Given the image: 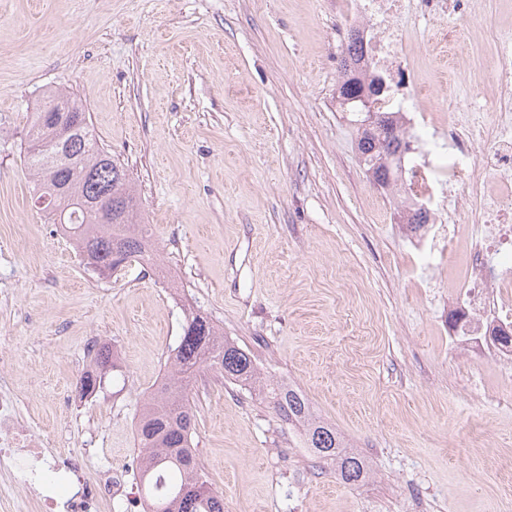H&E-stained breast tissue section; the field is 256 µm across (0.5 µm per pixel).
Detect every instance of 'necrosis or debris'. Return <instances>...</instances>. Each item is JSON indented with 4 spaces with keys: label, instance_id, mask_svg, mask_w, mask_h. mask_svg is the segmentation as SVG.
Here are the masks:
<instances>
[{
    "label": "necrosis or debris",
    "instance_id": "obj_1",
    "mask_svg": "<svg viewBox=\"0 0 512 512\" xmlns=\"http://www.w3.org/2000/svg\"><path fill=\"white\" fill-rule=\"evenodd\" d=\"M473 7V0H346L338 14L359 33L366 69L388 78L376 110L396 115L405 131L426 137L428 148L414 165L417 189L410 202L433 220L410 241L415 246L425 239L448 242L466 252L451 296L460 316L459 345L497 332L512 334V31L493 28L487 34L493 52L483 65L497 76L496 93L449 113L443 131L424 105L420 86L400 79L407 39L400 20L413 9L439 16ZM474 147L479 150L475 156L470 153ZM443 149L448 152L444 179L434 165ZM451 183L462 188L471 215L463 230L434 220ZM87 462V456H61L31 437L17 415L12 381L0 373V473L24 486L31 507L36 512H104L124 484L108 468L97 480H86Z\"/></svg>",
    "mask_w": 512,
    "mask_h": 512
}]
</instances>
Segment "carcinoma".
Instances as JSON below:
<instances>
[{
    "label": "carcinoma",
    "instance_id": "carcinoma-1",
    "mask_svg": "<svg viewBox=\"0 0 512 512\" xmlns=\"http://www.w3.org/2000/svg\"><path fill=\"white\" fill-rule=\"evenodd\" d=\"M369 92L371 88L354 76L343 82L344 100L339 105L357 116V149L370 179L388 187L401 177L408 144L389 116L365 105L363 97ZM51 113L71 115L78 124L61 138L47 119ZM24 151L32 200L43 202L40 210L73 241L83 260L111 273L132 260L156 265L157 250L140 222L137 193L127 169L98 145L87 112L70 94L46 93L32 113ZM109 192L112 223L104 224L93 203ZM168 361L170 368L145 400L136 430L146 512H224V498L212 488L193 444L192 384L202 372L256 392L283 422L303 429L306 447L336 466L344 482L355 485L366 479L365 459L345 449L336 429L314 416L299 389L261 373L249 352L200 314L187 317ZM110 367L117 365L112 351L103 346L95 353L94 367L80 378L81 391L99 388Z\"/></svg>",
    "mask_w": 512,
    "mask_h": 512
}]
</instances>
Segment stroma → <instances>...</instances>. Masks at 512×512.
<instances>
[{"mask_svg": "<svg viewBox=\"0 0 512 512\" xmlns=\"http://www.w3.org/2000/svg\"><path fill=\"white\" fill-rule=\"evenodd\" d=\"M479 0L448 46L446 18L412 22L414 78L440 123L494 80ZM348 40L318 0H0V350L19 409L85 476L138 452L144 397L189 311L299 388L366 460L343 482L248 390L206 376L194 444L224 512H512V393L492 345H448L447 252L419 259L396 187L371 183L336 102ZM71 91L138 187L162 271L104 278L34 207L21 146L44 92ZM116 377L82 394L91 346Z\"/></svg>", "mask_w": 512, "mask_h": 512, "instance_id": "1", "label": "stroma"}]
</instances>
